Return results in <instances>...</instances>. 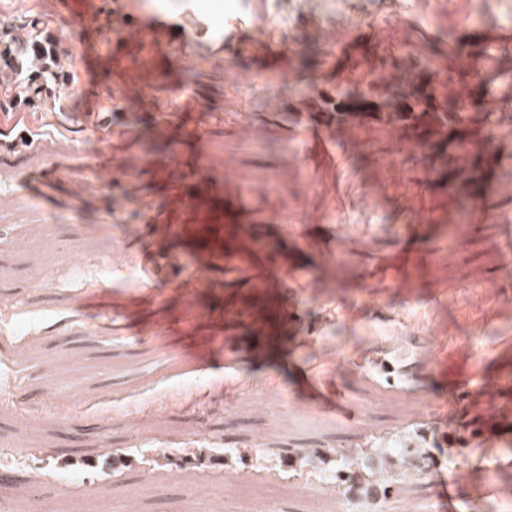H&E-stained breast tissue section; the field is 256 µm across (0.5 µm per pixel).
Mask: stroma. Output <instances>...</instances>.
<instances>
[{
	"instance_id": "stroma-1",
	"label": "stroma",
	"mask_w": 512,
	"mask_h": 512,
	"mask_svg": "<svg viewBox=\"0 0 512 512\" xmlns=\"http://www.w3.org/2000/svg\"><path fill=\"white\" fill-rule=\"evenodd\" d=\"M56 0H0V45L39 18L69 64L45 106L0 107V129L31 143L0 154V485L10 512H389L433 496L407 474L389 497L338 483L337 471L382 478L407 444L429 449L458 483L460 512H512V431L492 446L456 438L512 396V197L468 214L455 179L428 183L409 138L372 121L311 131L290 90L354 86L387 64L405 74L436 56L459 88L462 66L512 71V0H116L126 15L191 7L225 31L247 30L258 58L226 45L138 69L96 62L101 100L128 93L140 123L88 114L77 62L83 34ZM493 40L495 63L449 57L451 42ZM130 74L136 86L120 78ZM207 131L169 123L181 100ZM60 172L45 193L25 174ZM412 200L424 217L411 228ZM222 208L239 226L236 258L196 244L187 213ZM164 225L144 238L146 212ZM177 258L146 279L139 250ZM302 275L294 342L269 349L267 314L282 297L277 269ZM242 386L205 369L211 342ZM388 367L376 365V358ZM448 360L447 376L437 373ZM344 392L346 413L295 401L305 368ZM457 387L459 406L448 408ZM207 461L190 468L186 449ZM292 448H340L327 463L290 465ZM164 450L163 466L146 461Z\"/></svg>"
}]
</instances>
